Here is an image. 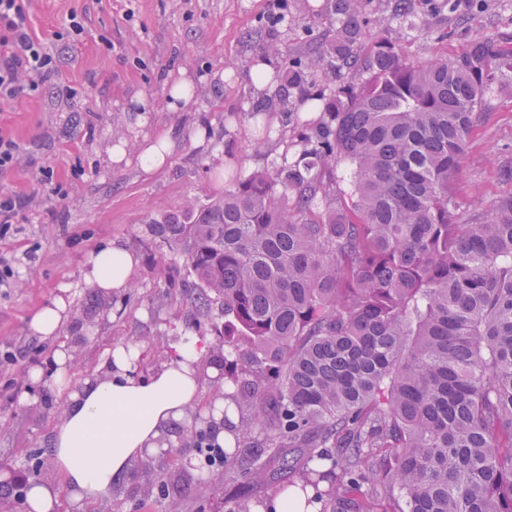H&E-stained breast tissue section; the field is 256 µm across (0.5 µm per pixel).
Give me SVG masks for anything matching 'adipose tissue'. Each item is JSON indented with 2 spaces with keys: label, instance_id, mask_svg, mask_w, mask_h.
<instances>
[{
  "label": "adipose tissue",
  "instance_id": "obj_1",
  "mask_svg": "<svg viewBox=\"0 0 512 512\" xmlns=\"http://www.w3.org/2000/svg\"><path fill=\"white\" fill-rule=\"evenodd\" d=\"M135 255L119 240L92 251L82 270L86 287L103 294L129 288ZM142 349L129 343L110 350L99 371L70 390L50 442V458L62 485L33 483L30 512H57L62 492H70L78 512L121 484L135 460L167 448L176 424L189 419L203 378L219 369L206 365V345L176 346L173 356L151 374L139 370Z\"/></svg>",
  "mask_w": 512,
  "mask_h": 512
}]
</instances>
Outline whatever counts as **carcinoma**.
<instances>
[{"instance_id": "cac0c4a2", "label": "carcinoma", "mask_w": 512, "mask_h": 512, "mask_svg": "<svg viewBox=\"0 0 512 512\" xmlns=\"http://www.w3.org/2000/svg\"><path fill=\"white\" fill-rule=\"evenodd\" d=\"M366 2L335 0L324 57L341 68ZM318 63L290 61L288 93L315 100ZM367 69L336 87L298 159L149 222L186 255L192 306L224 313L213 354L240 415L223 458L199 447L198 464L162 474L166 512L195 469L255 487L288 477L275 492L319 512H512V197L465 222L452 190L474 114L512 78V42L426 64L381 42ZM343 161L347 208L324 181ZM261 504L243 495L227 512Z\"/></svg>"}]
</instances>
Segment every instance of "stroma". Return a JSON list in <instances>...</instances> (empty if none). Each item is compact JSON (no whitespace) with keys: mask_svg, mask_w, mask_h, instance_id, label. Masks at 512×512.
<instances>
[{"mask_svg":"<svg viewBox=\"0 0 512 512\" xmlns=\"http://www.w3.org/2000/svg\"><path fill=\"white\" fill-rule=\"evenodd\" d=\"M441 3L414 0L416 20L425 26L420 32L392 20L394 0H369L360 67L340 78L328 67L315 69L314 91L328 96L339 83L364 82L380 17L390 19L389 36L402 54L420 63L455 58L478 39L512 38V0H454L450 11ZM27 6L31 34L57 69L37 97L0 103V130L26 148L0 174V195L28 202L23 222L0 237V256L22 262L19 278L0 288V472L57 484L48 456L35 468L29 455L45 447L62 416L66 392L52 374L58 344L68 345L74 387L116 345L140 344L149 373L176 344L212 340L210 324L191 317L185 254L154 240L148 223L222 196L233 177L272 171L303 153L302 133L326 113L285 96L279 75L285 56L319 54L335 29L332 0H28ZM73 14L85 31L70 40L61 32ZM262 62L278 78L259 95L252 74ZM182 73L192 81L195 104L172 111L167 82ZM140 98L152 107L142 126ZM170 129L180 133L170 164L144 173L135 160L138 135ZM122 141L131 163L110 164V149ZM44 168L51 182L40 181ZM452 189L466 218L512 196V86L500 87L475 115ZM112 239L122 240L137 264L130 288L104 296L84 286L80 271ZM58 295L72 313L86 314L82 329L68 322L59 336L34 334L30 318ZM78 332L83 340L72 344ZM34 370L41 382L30 379ZM170 464L166 453L135 463L126 483L93 512H162L150 473ZM227 490L223 473H206L204 484L185 492L180 510L220 512Z\"/></svg>","mask_w":512,"mask_h":512,"instance_id":"stroma-1","label":"stroma"}]
</instances>
